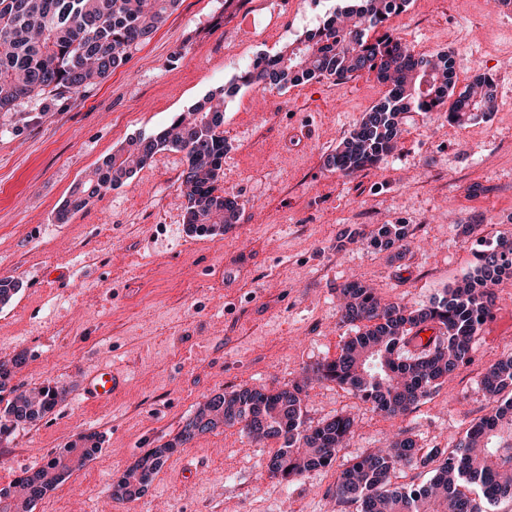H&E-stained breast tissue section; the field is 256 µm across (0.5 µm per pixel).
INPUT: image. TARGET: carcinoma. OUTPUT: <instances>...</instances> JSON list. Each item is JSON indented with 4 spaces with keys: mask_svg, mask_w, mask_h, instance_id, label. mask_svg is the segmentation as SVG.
Listing matches in <instances>:
<instances>
[{
    "mask_svg": "<svg viewBox=\"0 0 512 512\" xmlns=\"http://www.w3.org/2000/svg\"><path fill=\"white\" fill-rule=\"evenodd\" d=\"M179 0H0V112L47 92L79 93L123 65L130 53L148 41ZM410 0H353L336 10L322 26L285 50L257 58L232 84L210 93L188 112L148 136L130 138L85 175L57 215L87 207L92 199L126 183L138 167L162 151L181 152L188 231L200 236L224 234V226L241 215L238 199L220 187L224 154V102L241 87L286 89L304 81L344 80L375 73L388 93L363 113L349 135L327 156L326 166L346 176L361 172L391 155L401 140V124L411 112L448 109V121L462 124L488 118L496 109V84L484 76L456 91L453 57L421 54L378 30L390 17L406 11ZM458 234L478 238L471 273L430 305L410 310L378 298L358 281L338 288L340 320L355 335L335 358L308 368L311 378L346 386L372 408L390 418L403 416L427 398L456 369L471 361L479 331L491 316L493 289L512 279V231L490 239L478 236L479 224H459ZM408 224H380L371 244L406 255ZM438 326L433 345L417 353L402 352L413 331ZM19 353L0 362V445L16 431L47 418L60 399L50 384L35 392L10 385L13 369L24 363ZM492 406L453 448L417 447L399 432L388 447L357 458L342 469L333 495L357 512H487L503 499L512 500V356L491 364L481 378ZM11 394L7 399L4 393ZM303 386L256 389L239 387L203 396V401L175 438L151 448L112 485V498L140 497L174 448L221 427H239L254 440L279 444L267 463L269 477L292 482L332 466L347 445L353 421L336 415L315 426L307 423ZM101 451L94 432L52 452L33 472L0 488V512H35L50 491L84 468ZM440 460L431 479L418 486L394 487L391 474L404 463L425 467Z\"/></svg>",
    "mask_w": 512,
    "mask_h": 512,
    "instance_id": "1",
    "label": "carcinoma"
}]
</instances>
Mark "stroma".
<instances>
[{"instance_id": "stroma-1", "label": "stroma", "mask_w": 512, "mask_h": 512, "mask_svg": "<svg viewBox=\"0 0 512 512\" xmlns=\"http://www.w3.org/2000/svg\"><path fill=\"white\" fill-rule=\"evenodd\" d=\"M344 4L179 0L100 84L0 113V278L19 284L0 306V360L24 353L13 383L63 391L46 420L0 446V488L80 434L101 439L97 458L35 512H356L332 494L345 465L399 431L424 449L450 447L488 413L481 378L512 354V282L496 289L471 362L405 416L377 414L333 382L306 388L309 421H354L332 467L279 483L265 469L275 442L224 427L176 448L139 499L111 497L127 466L173 440L203 396L285 388L334 358L352 334L340 322V285L429 306L474 265L476 243L457 225L480 223L486 238L512 225V10L494 0H410L384 26L414 51L451 54L457 88L493 77L490 120L407 114L399 148L345 176L325 160L385 96L374 74L244 87L224 105L221 185L243 207L238 224L219 236L188 232L185 158L168 151L58 223L75 185L129 138L161 129ZM380 224L410 225L404 259L370 246ZM349 228L361 236L342 242ZM99 364L124 369L127 384L111 403H83V374Z\"/></svg>"}]
</instances>
